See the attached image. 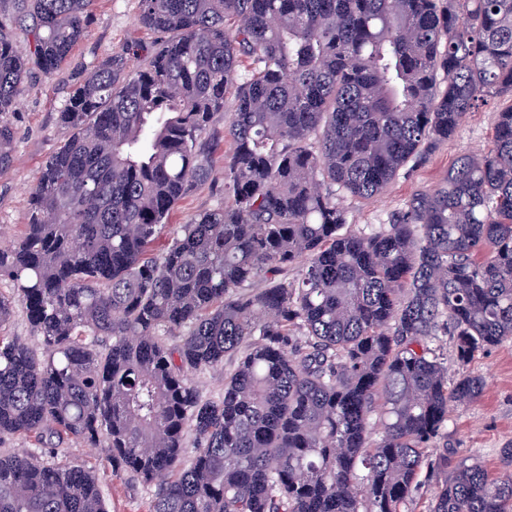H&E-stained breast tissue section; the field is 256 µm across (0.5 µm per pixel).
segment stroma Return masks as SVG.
Segmentation results:
<instances>
[{"instance_id":"1","label":"stroma","mask_w":512,"mask_h":512,"mask_svg":"<svg viewBox=\"0 0 512 512\" xmlns=\"http://www.w3.org/2000/svg\"><path fill=\"white\" fill-rule=\"evenodd\" d=\"M139 0H92L82 40L62 66L49 76L32 79L11 121L15 128L16 169L0 174V244L16 240L24 232L28 211V187L43 162L64 142L66 130L58 114L82 76L102 59L123 54L127 70L146 66L149 51L160 42L159 33L139 22ZM512 99L491 98L468 113L448 140L439 144L425 164L404 168L386 191L371 199L344 198L353 228L379 230L393 212L404 207L418 189H435L449 167L463 154L488 147L497 114ZM435 346L448 355L452 372L483 377L484 395L470 405L451 406L448 427L438 447L449 446L462 454H474L492 475L503 471L501 448L512 444V339L476 354L465 365L453 362V342L439 336ZM79 460L94 471L108 512H149L151 492L128 475L113 476L111 466L95 450L69 443L61 445L56 461Z\"/></svg>"}]
</instances>
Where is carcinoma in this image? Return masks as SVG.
<instances>
[{
	"mask_svg": "<svg viewBox=\"0 0 512 512\" xmlns=\"http://www.w3.org/2000/svg\"><path fill=\"white\" fill-rule=\"evenodd\" d=\"M91 2L0 0V173L32 72L67 60ZM140 2L164 40L77 85L0 246L41 348L0 332V438L41 446L0 455V512H106L89 470L42 458L69 441L153 488L151 512H414L425 472L424 512H512V446L501 478L432 447L484 382L431 347L452 337L463 364L512 338V104L379 230H346L338 202L512 96V0ZM223 139L224 204L162 240ZM237 353L204 398L191 374Z\"/></svg>",
	"mask_w": 512,
	"mask_h": 512,
	"instance_id": "1",
	"label": "carcinoma"
}]
</instances>
